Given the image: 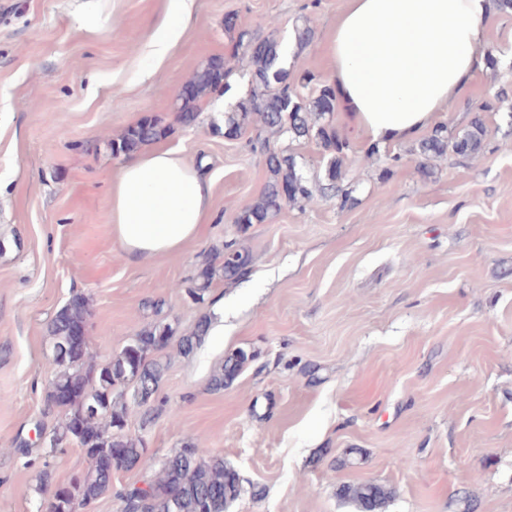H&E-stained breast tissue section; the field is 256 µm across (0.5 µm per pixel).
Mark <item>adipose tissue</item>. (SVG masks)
I'll list each match as a JSON object with an SVG mask.
<instances>
[{"label":"adipose tissue","instance_id":"adipose-tissue-1","mask_svg":"<svg viewBox=\"0 0 512 512\" xmlns=\"http://www.w3.org/2000/svg\"><path fill=\"white\" fill-rule=\"evenodd\" d=\"M172 10L150 42L163 58L193 0ZM489 0H346L327 42L328 76L353 128L379 146L416 137L483 66ZM112 232L129 260L176 252L198 236L211 183L177 150L145 147L110 188Z\"/></svg>","mask_w":512,"mask_h":512}]
</instances>
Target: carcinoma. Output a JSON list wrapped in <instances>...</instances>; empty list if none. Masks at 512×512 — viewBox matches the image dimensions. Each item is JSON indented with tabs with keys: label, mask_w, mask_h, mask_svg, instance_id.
<instances>
[{
	"label": "carcinoma",
	"mask_w": 512,
	"mask_h": 512,
	"mask_svg": "<svg viewBox=\"0 0 512 512\" xmlns=\"http://www.w3.org/2000/svg\"><path fill=\"white\" fill-rule=\"evenodd\" d=\"M239 46L242 56L238 62L248 90L232 111L224 113V127L216 131L234 139L252 129L250 149L260 155L270 179L261 196L238 213L235 224L241 229L267 224L288 205L327 198L340 200L342 209L354 205L347 184L350 169L346 166L351 145L331 119L336 109L332 85L311 73L293 75L283 66L281 43L270 36L251 35ZM234 71L229 59L215 56L186 83L191 93L176 96L183 126L197 122L196 103L202 96L230 89ZM505 95L503 89L472 108L461 134L450 138L447 128L439 126L417 142L411 154L423 160L422 173H432L429 161L450 152L460 159L478 155L487 136L484 114L496 111L497 102ZM275 134L286 135L291 142L315 141L327 157L323 180L305 176L294 154L271 143L270 137ZM166 135L167 128L157 119L145 118L112 142V155L128 159L144 144ZM252 269L249 250L234 239L226 240L222 249L197 264L186 292L195 302L203 303L217 273L234 280L249 276ZM87 316L86 296L74 291L47 325L54 369L42 409L46 417L58 416L45 433L46 454L51 456L73 444L92 461L85 474L75 477L80 503L94 501L111 490L114 473L137 468L146 473V479L140 487L116 492L120 512H229L245 489L238 471L224 464L223 457L188 445L158 464L147 451V434L166 407V402L159 399V389L168 362L158 350L173 344L180 354L193 353L209 330L208 320L200 319L193 332L178 338L171 325L155 322L133 336L119 353L102 356L91 350L87 339L74 340L75 332L87 327ZM258 357L257 351L244 348L227 353L224 364L210 379V390L231 387ZM133 411L140 413V427L131 435L127 425ZM51 480L50 462L46 460L38 474L37 493L50 491L51 499L67 505L63 511L52 512H75L71 484L53 489ZM339 495L354 503L358 512H382L393 490L383 483L367 481L344 484Z\"/></svg>",
	"instance_id": "carcinoma-1"
}]
</instances>
